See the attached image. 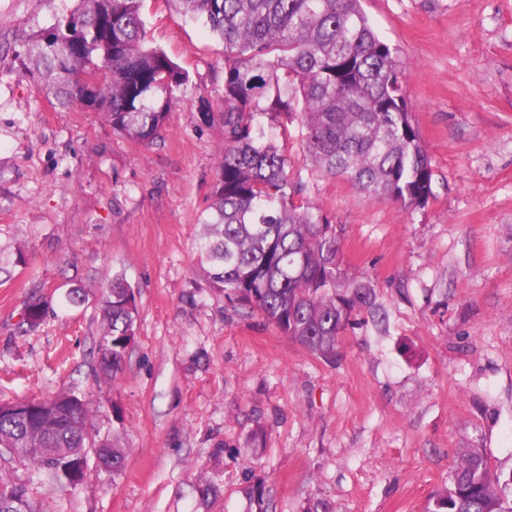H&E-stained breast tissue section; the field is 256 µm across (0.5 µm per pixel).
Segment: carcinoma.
<instances>
[{"label":"carcinoma","mask_w":512,"mask_h":512,"mask_svg":"<svg viewBox=\"0 0 512 512\" xmlns=\"http://www.w3.org/2000/svg\"><path fill=\"white\" fill-rule=\"evenodd\" d=\"M224 43L221 108L201 112L222 128L218 176L199 216V263L213 290L257 311L311 356L332 361L359 316L379 315L375 289L342 266L341 235L289 177L288 124L321 173L411 213L433 197L431 159L415 127L398 50L360 0H172ZM142 0H78L19 54L20 74L63 105L100 112L112 130L149 146L167 129L189 76L150 45ZM48 301L33 295L23 323L36 330ZM99 378L116 380L134 343V291L117 274L101 289ZM94 404L75 393L0 403V459L73 490L81 449L95 434ZM99 468L116 476L125 450L101 440ZM255 512H273L263 483ZM20 499L46 512L30 485L0 478V512ZM425 512H512L504 480L479 448L461 449L449 485Z\"/></svg>","instance_id":"obj_1"}]
</instances>
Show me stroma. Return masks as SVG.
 <instances>
[{
    "mask_svg": "<svg viewBox=\"0 0 512 512\" xmlns=\"http://www.w3.org/2000/svg\"><path fill=\"white\" fill-rule=\"evenodd\" d=\"M77 0H0V401L74 391L100 436L126 450L119 476L74 490L35 483L49 512H423L457 454L512 474V0H362L407 62L412 118L434 196L408 213L359 194L302 154L290 173L341 227L349 272L387 314L348 330L334 362L210 289L197 221L217 173L224 46L167 0H144L148 35L186 69L161 139L144 147L96 112L60 106L18 75L26 38ZM122 273L139 317L123 374H97L98 291ZM85 304L62 306L72 285ZM42 325L22 326L33 294ZM264 434L254 451L250 434ZM218 493L201 502L198 481Z\"/></svg>",
    "mask_w": 512,
    "mask_h": 512,
    "instance_id": "35a3bbf8",
    "label": "stroma"
}]
</instances>
